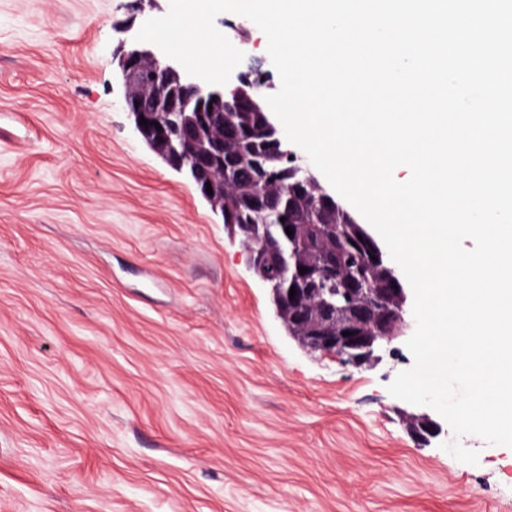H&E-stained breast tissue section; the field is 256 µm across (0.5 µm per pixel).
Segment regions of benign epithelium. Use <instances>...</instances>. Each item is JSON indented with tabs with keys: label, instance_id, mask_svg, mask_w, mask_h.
Here are the masks:
<instances>
[{
	"label": "benign epithelium",
	"instance_id": "7a95c632",
	"mask_svg": "<svg viewBox=\"0 0 512 512\" xmlns=\"http://www.w3.org/2000/svg\"><path fill=\"white\" fill-rule=\"evenodd\" d=\"M114 58L137 132L171 168L186 175L213 212L224 215V187L232 181L267 206L259 174L274 184L299 185L312 203L311 212L318 206L336 211L339 198L298 163L270 110L254 97L261 79L250 78L251 72L239 73L228 85H210L182 71L156 45L133 38L119 43ZM245 98L259 134L247 153L224 146V114L237 111ZM227 228L239 233L252 273L269 289L278 318L302 348L333 353L354 368L370 367L383 353L397 351L392 343L410 328L406 279L367 225L356 218L350 225L365 251V273L339 291L327 287L336 281V249L330 246L336 225L292 224L293 234L284 237L265 224ZM301 267L307 272L300 273ZM292 288L296 294L291 299ZM410 431L426 445L441 427L423 414L412 418Z\"/></svg>",
	"mask_w": 512,
	"mask_h": 512
}]
</instances>
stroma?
<instances>
[{"mask_svg": "<svg viewBox=\"0 0 512 512\" xmlns=\"http://www.w3.org/2000/svg\"><path fill=\"white\" fill-rule=\"evenodd\" d=\"M128 0H0V512H512V452L429 446L289 337L112 62ZM215 24L280 77L263 32Z\"/></svg>", "mask_w": 512, "mask_h": 512, "instance_id": "stroma-1", "label": "stroma"}]
</instances>
